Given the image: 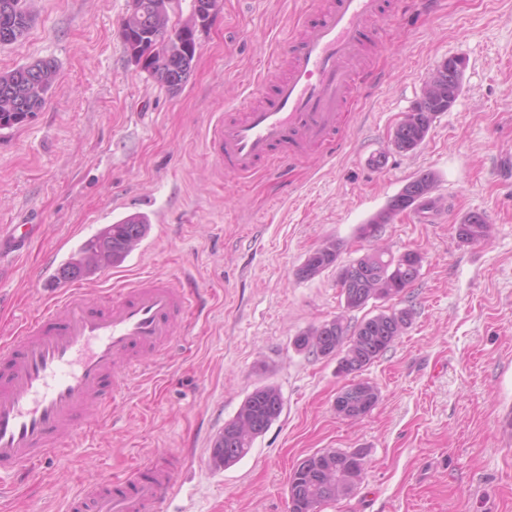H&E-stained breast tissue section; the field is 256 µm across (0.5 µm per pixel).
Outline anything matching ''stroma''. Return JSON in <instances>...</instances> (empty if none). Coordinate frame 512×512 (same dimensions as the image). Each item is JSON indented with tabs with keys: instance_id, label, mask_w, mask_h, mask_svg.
<instances>
[{
	"instance_id": "1",
	"label": "stroma",
	"mask_w": 512,
	"mask_h": 512,
	"mask_svg": "<svg viewBox=\"0 0 512 512\" xmlns=\"http://www.w3.org/2000/svg\"><path fill=\"white\" fill-rule=\"evenodd\" d=\"M317 2L223 0L172 90L124 51L131 0H26L33 22L0 46V72L51 59L58 79L33 120L0 130V225L41 227L26 255L0 265V337L42 304L38 273L61 241L132 213L148 215L149 236L87 289L188 276L199 314L169 360L131 387V406L46 461L0 512H66L82 485L158 452L183 459L164 512H288L292 468L330 448L362 451L365 473L321 512H512V430L499 423L512 408V0H434L422 14L388 0L361 90L339 115V144L241 190L207 152L208 128L259 91ZM451 57L465 62L454 105L417 149L399 151L396 126ZM425 172L437 178L434 210L400 214L380 233L393 254L423 258L403 294L351 311L336 268L297 277L330 240L340 263L362 256L359 226ZM472 213L490 222L488 244L457 238ZM394 308L412 309L413 324L362 373L378 404L361 420L339 417L348 377L294 337ZM266 384L282 394L280 417L240 462L216 467L214 439Z\"/></svg>"
}]
</instances>
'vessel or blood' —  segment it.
<instances>
[{"mask_svg":"<svg viewBox=\"0 0 512 512\" xmlns=\"http://www.w3.org/2000/svg\"><path fill=\"white\" fill-rule=\"evenodd\" d=\"M382 0H328L282 54L287 76L208 129L207 149L225 173L279 172L309 148L336 144L338 114L352 98ZM39 227L0 233V261L23 254ZM47 304L0 339V484L30 476L42 459L72 447L91 422L127 395L131 375L168 354L190 324L196 287L146 275L116 293L90 294L39 275ZM181 460L157 454L73 496L67 512H162Z\"/></svg>","mask_w":512,"mask_h":512,"instance_id":"b4317fda","label":"vessel or blood"}]
</instances>
